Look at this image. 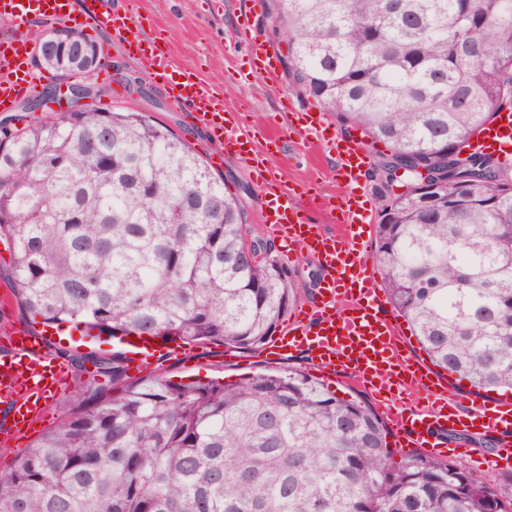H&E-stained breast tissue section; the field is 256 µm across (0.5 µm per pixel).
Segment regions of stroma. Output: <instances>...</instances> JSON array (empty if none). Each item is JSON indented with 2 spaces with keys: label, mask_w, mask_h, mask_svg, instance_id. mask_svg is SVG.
Returning a JSON list of instances; mask_svg holds the SVG:
<instances>
[{
  "label": "stroma",
  "mask_w": 512,
  "mask_h": 512,
  "mask_svg": "<svg viewBox=\"0 0 512 512\" xmlns=\"http://www.w3.org/2000/svg\"><path fill=\"white\" fill-rule=\"evenodd\" d=\"M248 5L252 6L258 18L255 34L266 40L277 54H284L285 47L279 42L275 24L268 14L267 0H223L222 9L216 12L202 7L200 0H138L141 14L163 26V36L172 47L178 65L223 91L228 102L246 104L251 127L262 129L279 113L283 100H290L300 109L312 108L314 102L285 84L276 89L270 88L262 78L250 72L243 53V37L237 30L239 16ZM84 34L101 46L100 64L108 69L113 80L139 79L148 92L147 97L139 101L144 110L190 143L203 158L209 159L218 153V146L206 131L191 124L185 113L171 106L167 86L146 71L113 32L88 28ZM269 164L288 182L316 180L323 205L314 210L312 219L323 225L326 231H334L336 220L327 203L332 197L343 196L345 189L333 181L323 158L303 144L296 133L288 130L283 132L280 149L270 157ZM217 172L223 176L230 191L243 201L248 223L260 224L265 199L248 166L228 157ZM288 364L308 369L313 366L312 361L304 356L285 361L269 356L263 348L252 353L231 355L224 346L211 344L178 347L176 354L156 361L150 372L175 382L212 378L235 381L259 372L278 370ZM448 445L453 449L450 459L457 465L486 482L499 478L498 470L478 463L480 454L493 448L490 438L461 434L449 439ZM463 446L469 447V454H460L459 449Z\"/></svg>",
  "instance_id": "stroma-1"
}]
</instances>
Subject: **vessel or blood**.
Here are the masks:
<instances>
[{"mask_svg": "<svg viewBox=\"0 0 512 512\" xmlns=\"http://www.w3.org/2000/svg\"><path fill=\"white\" fill-rule=\"evenodd\" d=\"M87 24L110 29L134 47L144 66L165 79L172 103L193 125L203 128L226 155L250 164L256 185L266 198L263 221L287 249V258L303 251L319 261L323 275L314 301L282 326L270 350L285 358L305 354L322 370L348 371L352 383L383 408L394 426V442L407 450L435 452L442 438L459 432L492 437L497 453L492 466L512 469V400L489 402L472 392L452 397L443 381L409 354L397 321L386 310V299L370 260L365 236L372 222L370 204L349 195L341 203L336 232H324L308 216L316 195L300 196L283 185L263 158L280 139L281 127L247 129L242 107L230 108L222 93L176 66L168 51L151 40L136 0H0V110L12 111L18 100L34 94L38 80L31 70L29 33L35 22ZM250 13L240 28L247 35V56L258 74L278 81V60L269 45L253 36ZM293 126L304 142L316 143L335 158L332 172L345 186H358L367 173V149L362 142L329 137L327 115L303 111ZM479 151H512V112L503 111L480 133ZM13 342L0 351V404L12 415L0 429V443L14 439L44 420L50 398L69 386L67 369L44 353L45 339L24 327L14 328ZM408 395L410 407L399 410L383 396L387 381Z\"/></svg>", "mask_w": 512, "mask_h": 512, "instance_id": "b4317fda", "label": "vessel or blood"}]
</instances>
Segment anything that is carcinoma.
<instances>
[{
    "mask_svg": "<svg viewBox=\"0 0 512 512\" xmlns=\"http://www.w3.org/2000/svg\"><path fill=\"white\" fill-rule=\"evenodd\" d=\"M268 4L289 87L376 153L389 303L435 366L511 392L512 163L461 153L512 109V0ZM2 240L23 311L91 338L251 352L302 302L224 178L134 99L0 126ZM58 356L94 386L0 471V512H512V472L397 463L371 404L307 370L129 381L124 351Z\"/></svg>",
    "mask_w": 512,
    "mask_h": 512,
    "instance_id": "1",
    "label": "carcinoma"
}]
</instances>
